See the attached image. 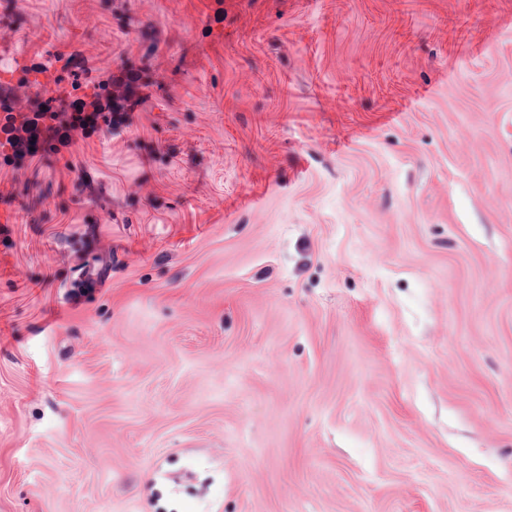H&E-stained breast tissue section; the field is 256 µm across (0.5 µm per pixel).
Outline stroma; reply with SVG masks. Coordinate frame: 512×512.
<instances>
[{
    "label": "stroma",
    "mask_w": 512,
    "mask_h": 512,
    "mask_svg": "<svg viewBox=\"0 0 512 512\" xmlns=\"http://www.w3.org/2000/svg\"><path fill=\"white\" fill-rule=\"evenodd\" d=\"M4 53L147 99L0 148V512H512V0H0ZM144 100L140 85H130L124 77L114 78L112 76V104L121 102L127 104L133 110ZM58 114H52L51 119L53 123L45 128V135L43 142L50 143L52 141L56 142H71L74 137L81 134V130H85V126L83 124L70 123L69 117L66 120H62L65 123L64 129L66 130L65 134L61 137H58V131L61 129L59 122H57ZM62 138H69V140H59Z\"/></svg>",
    "instance_id": "35a3bbf8"
}]
</instances>
